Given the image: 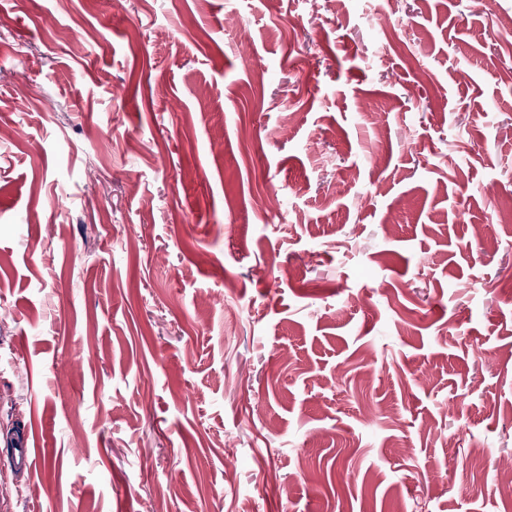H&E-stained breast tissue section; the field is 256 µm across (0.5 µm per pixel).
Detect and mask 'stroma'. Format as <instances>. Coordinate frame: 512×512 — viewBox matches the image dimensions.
I'll return each instance as SVG.
<instances>
[{
    "label": "stroma",
    "mask_w": 512,
    "mask_h": 512,
    "mask_svg": "<svg viewBox=\"0 0 512 512\" xmlns=\"http://www.w3.org/2000/svg\"><path fill=\"white\" fill-rule=\"evenodd\" d=\"M0 126V512H512V0H0ZM41 448H30L28 438H22L13 448L9 463L14 469L31 471L36 464Z\"/></svg>",
    "instance_id": "stroma-1"
}]
</instances>
